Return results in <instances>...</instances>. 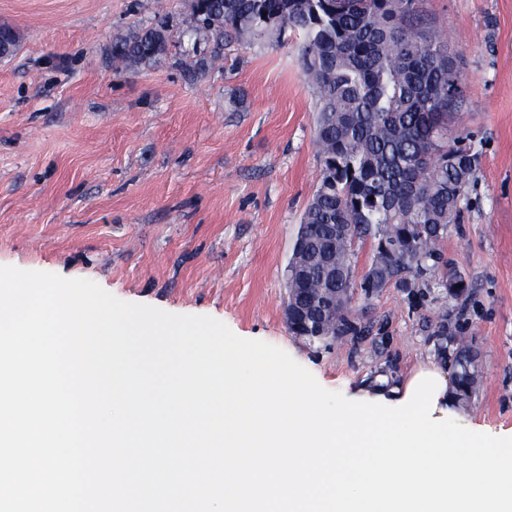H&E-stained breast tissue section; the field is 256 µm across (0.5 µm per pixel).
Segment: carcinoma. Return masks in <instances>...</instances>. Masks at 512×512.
<instances>
[{
    "instance_id": "obj_1",
    "label": "carcinoma",
    "mask_w": 512,
    "mask_h": 512,
    "mask_svg": "<svg viewBox=\"0 0 512 512\" xmlns=\"http://www.w3.org/2000/svg\"><path fill=\"white\" fill-rule=\"evenodd\" d=\"M191 13V74L224 60L233 39L279 42L290 31L301 38L321 166L302 217L304 242L288 261V270L305 272L288 289L296 311L288 333L302 337L303 325L316 324L319 344L365 335L352 308L356 286L368 296L391 284L414 288L439 269L436 284L448 297L464 295V277L440 269V244L460 223L478 152L449 140L448 122L461 104L459 70L448 41L424 26L418 0H191ZM18 43V32L1 24L0 57ZM167 51L160 27L112 42V60L126 68ZM368 240L371 262L356 285V246ZM452 343L453 397L465 401L481 381L479 357L464 337Z\"/></svg>"
}]
</instances>
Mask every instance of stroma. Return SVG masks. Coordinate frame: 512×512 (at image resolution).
Here are the masks:
<instances>
[{"mask_svg":"<svg viewBox=\"0 0 512 512\" xmlns=\"http://www.w3.org/2000/svg\"><path fill=\"white\" fill-rule=\"evenodd\" d=\"M191 0H0L20 34L0 58V265L88 279L118 299L208 315L285 350L326 390L390 387L466 337L482 381L464 427L512 429V0H419L448 40L463 102L453 135L479 162L442 257L470 282L424 277L353 308L370 327L318 347L291 336L286 266L320 169L299 43L237 42L188 75ZM162 25L168 52L127 69L112 42ZM435 282L440 288H444L449 298H459L469 288L468 282L460 273L455 270H448L447 267L442 270ZM458 284H462V287H458Z\"/></svg>","mask_w":512,"mask_h":512,"instance_id":"obj_1","label":"stroma"}]
</instances>
